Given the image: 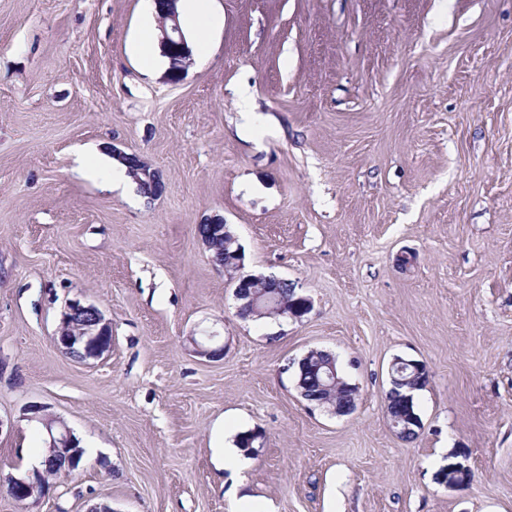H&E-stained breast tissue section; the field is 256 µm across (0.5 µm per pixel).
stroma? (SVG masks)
I'll return each mask as SVG.
<instances>
[{"instance_id":"35a3bbf8","label":"stroma","mask_w":512,"mask_h":512,"mask_svg":"<svg viewBox=\"0 0 512 512\" xmlns=\"http://www.w3.org/2000/svg\"><path fill=\"white\" fill-rule=\"evenodd\" d=\"M209 8L216 26L181 19L174 83L132 51L148 0H0V512H512V0ZM116 148L155 195L76 172ZM218 218L303 317L237 316L198 233ZM76 297L112 320L105 358L54 345ZM209 334L221 357L193 354ZM312 349L356 385L352 413L301 398ZM397 358L428 373L408 441ZM39 404L85 459L18 501ZM220 429L256 433L245 471L220 468ZM451 464L468 484L442 482Z\"/></svg>"}]
</instances>
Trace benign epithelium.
I'll return each mask as SVG.
<instances>
[{"instance_id": "1", "label": "benign epithelium", "mask_w": 512, "mask_h": 512, "mask_svg": "<svg viewBox=\"0 0 512 512\" xmlns=\"http://www.w3.org/2000/svg\"><path fill=\"white\" fill-rule=\"evenodd\" d=\"M179 0H162L157 12L161 45L170 60V80L180 81L185 70L192 64V49L182 29L177 8ZM129 172L141 188L153 193L159 183L156 175L148 167L138 163L129 167ZM243 258L236 260V265L230 267L233 272L229 282L235 284L234 299L238 302L236 309L251 307L256 313L265 310L272 302V297L265 288H256V283H268L274 276H255L243 273ZM56 347L65 355L79 361L101 359L112 349V322L103 310L93 303L79 299L66 304L60 323L53 335ZM34 419L43 427L48 456L63 463L59 474L67 476L77 470V465L83 461L85 449L80 446V440L64 420L44 413V408L32 409ZM45 470L34 468L20 478L8 480L9 494L25 501L33 496L45 493L47 482Z\"/></svg>"}]
</instances>
